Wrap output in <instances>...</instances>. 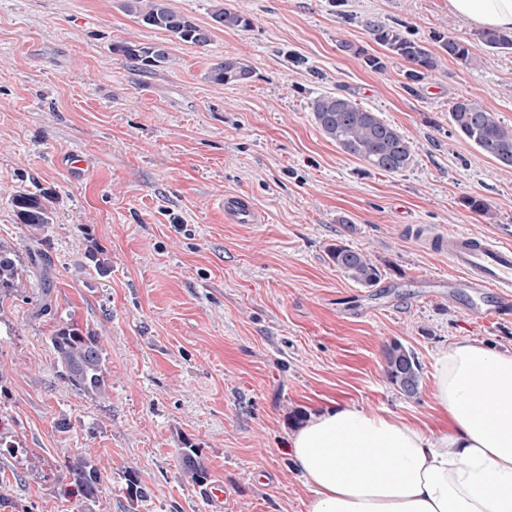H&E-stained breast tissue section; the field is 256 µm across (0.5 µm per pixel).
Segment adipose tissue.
I'll use <instances>...</instances> for the list:
<instances>
[{
    "instance_id": "adipose-tissue-1",
    "label": "adipose tissue",
    "mask_w": 512,
    "mask_h": 512,
    "mask_svg": "<svg viewBox=\"0 0 512 512\" xmlns=\"http://www.w3.org/2000/svg\"><path fill=\"white\" fill-rule=\"evenodd\" d=\"M484 29L512 31V0H448ZM435 431L337 402L292 431L286 456L306 512H512V351L461 339L435 353Z\"/></svg>"
}]
</instances>
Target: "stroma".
Instances as JSON below:
<instances>
[{
	"mask_svg": "<svg viewBox=\"0 0 512 512\" xmlns=\"http://www.w3.org/2000/svg\"><path fill=\"white\" fill-rule=\"evenodd\" d=\"M226 2L252 28L199 47L138 25L121 0H0V242L33 244L14 193L53 206L48 280L0 291V512H211L183 470L186 443L207 485L222 484L221 512H305L284 444L309 414L347 402L430 425L436 350L512 349V311L476 320L460 271L417 237L436 226L512 242V172L448 120L451 96L468 95L512 128V52L485 46L448 0ZM372 22L461 38L473 62L442 58L412 85L400 59L374 72L356 54H382ZM119 40L167 44L170 62L138 70L113 53ZM227 56L251 65L247 85L206 79ZM329 93L396 126L413 166L387 174L343 153L309 109ZM229 197L260 222H225ZM339 244L370 255L376 285L336 268ZM62 320L100 336L107 399L60 378L47 338ZM396 341L421 364L419 397L387 378ZM78 456L104 478L95 500L59 493ZM184 445L185 446L182 448L180 455L185 472L195 483L206 482L208 473L197 448H193V446L188 443Z\"/></svg>",
	"mask_w": 512,
	"mask_h": 512,
	"instance_id": "1",
	"label": "stroma"
}]
</instances>
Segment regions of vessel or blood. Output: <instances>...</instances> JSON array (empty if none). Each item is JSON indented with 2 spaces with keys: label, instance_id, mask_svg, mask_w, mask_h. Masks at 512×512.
Masks as SVG:
<instances>
[{
  "label": "vessel or blood",
  "instance_id": "vessel-or-blood-1",
  "mask_svg": "<svg viewBox=\"0 0 512 512\" xmlns=\"http://www.w3.org/2000/svg\"><path fill=\"white\" fill-rule=\"evenodd\" d=\"M224 218L233 224H253L259 215L244 200L224 202ZM448 259L462 271L458 286L473 301L481 318L497 317L512 304V244L485 236L459 235L448 241Z\"/></svg>",
  "mask_w": 512,
  "mask_h": 512
}]
</instances>
